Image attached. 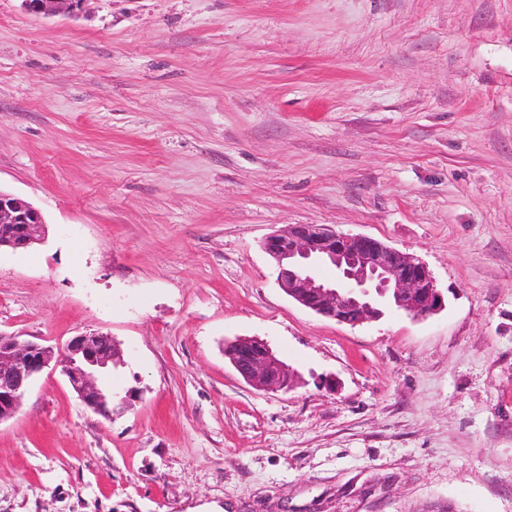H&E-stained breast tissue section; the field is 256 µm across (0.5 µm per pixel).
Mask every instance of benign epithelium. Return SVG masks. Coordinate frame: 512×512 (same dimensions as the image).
Returning a JSON list of instances; mask_svg holds the SVG:
<instances>
[{
	"label": "benign epithelium",
	"mask_w": 512,
	"mask_h": 512,
	"mask_svg": "<svg viewBox=\"0 0 512 512\" xmlns=\"http://www.w3.org/2000/svg\"><path fill=\"white\" fill-rule=\"evenodd\" d=\"M83 0H22L24 9L50 16L74 12ZM43 218L26 200L0 190V248L25 249L40 241ZM274 262L278 286L306 309L342 323L361 324L391 307L425 319L445 304L427 267L413 256L367 235H346L326 224H295L262 241ZM322 265L336 269V280L320 277ZM245 382L260 391L292 388L296 373L257 338L237 339L224 348ZM121 363L112 337L86 333L62 349L0 334V422L18 410L23 395L44 369H60L79 400L112 419V390L99 382L104 370Z\"/></svg>",
	"instance_id": "benign-epithelium-1"
}]
</instances>
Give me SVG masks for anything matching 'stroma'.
I'll return each instance as SVG.
<instances>
[{"label":"stroma","mask_w":512,"mask_h":512,"mask_svg":"<svg viewBox=\"0 0 512 512\" xmlns=\"http://www.w3.org/2000/svg\"><path fill=\"white\" fill-rule=\"evenodd\" d=\"M0 190L45 226L0 331L123 359L109 420L32 381L0 512H512V0H0ZM294 224L419 258L444 309H305L261 248ZM24 9L35 15L50 16L68 10L75 12L80 9L84 0H21ZM224 354L244 381L257 390L282 391L295 384V371L262 340L237 339L225 346Z\"/></svg>","instance_id":"35a3bbf8"}]
</instances>
